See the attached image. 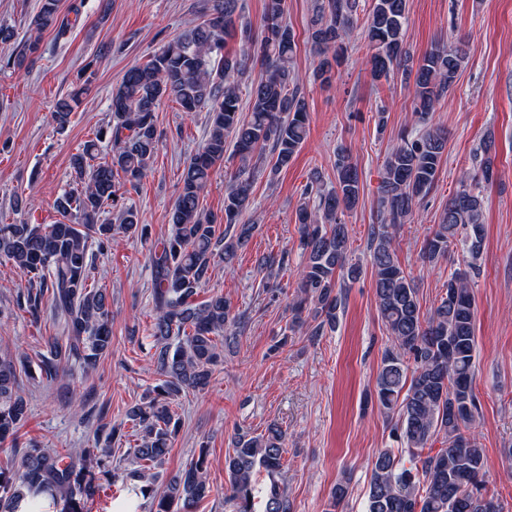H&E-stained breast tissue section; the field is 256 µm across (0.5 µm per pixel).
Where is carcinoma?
Instances as JSON below:
<instances>
[{"label": "carcinoma", "instance_id": "carcinoma-1", "mask_svg": "<svg viewBox=\"0 0 512 512\" xmlns=\"http://www.w3.org/2000/svg\"><path fill=\"white\" fill-rule=\"evenodd\" d=\"M61 0H40L28 24L26 38L0 24V45L12 51L0 57V69L29 70L37 60L42 34L51 30L63 39L71 22L61 17ZM239 0H209L203 19L186 28L149 60L124 74L112 89V121L98 131L97 142L112 144V157L97 160L96 142L71 158L80 188L56 202L60 218L51 224H0V259L28 276L17 295L19 309L40 318L43 302L61 327L49 354L41 355V377L57 378L65 368L61 356L77 362L82 374L96 367L112 347L111 312L106 293L89 284L92 262L89 239L104 247L119 235L147 236L137 212L120 204V190L136 188L161 142L156 112L165 98L184 112L205 110L210 130L202 150L182 170L179 195L169 213L170 236L151 254L154 266L156 314L150 327L154 365L163 377L146 405L127 412L135 444L127 449L143 469L161 462L179 432L180 418L172 403L182 394L205 388L219 349L234 343L225 334L241 324L221 294L197 301L208 279L211 262L224 259L229 267L247 246L253 224L239 218L251 205L253 155L275 174L287 167L309 132L307 107L294 70L297 41L284 20V0H269L260 44L245 42L239 52L224 53L232 35ZM358 0H315L308 42L318 58L314 78L331 80L343 54L344 36L357 21ZM407 0H372L365 30L371 69L376 78L402 72L413 79L412 108L424 126L404 134L387 154L379 185L381 224L372 227L370 264L378 316L392 344L383 355L376 396L394 421L393 436L412 465L405 466L392 449L381 450L371 467L365 512H503L485 492L484 450L471 429L478 415L472 384L475 377L476 299L473 278L483 254V202L479 186L493 177V142L483 144L477 172L464 175L448 197L439 224L426 237L423 263L434 267L452 245L462 249V266L448 273L445 293L430 310L422 311L413 277L401 266L395 246L396 227L412 215L433 186L447 146L446 134L425 125L429 113L453 85L462 61L459 47L431 46L417 65L405 47L403 28ZM261 65L262 75L250 91L249 114L240 111L235 77L248 65ZM87 85L56 104L52 119L60 128L69 122ZM240 166L224 193V217L204 211L201 194L215 167L226 155ZM319 199L317 211L297 213L303 261L299 269L301 296L290 328L315 323L311 335L336 326L348 284L360 279L363 266L352 261L348 224L342 219L359 201L360 179L348 153L336 158V186L325 192L318 181L308 185ZM116 222L98 223L104 208ZM225 224L216 234V225ZM29 374L27 359L0 352V445L11 443L0 464V512H39L34 497L50 500L55 512H87L104 487L121 478L112 466L110 443L126 438L120 427L99 426L102 448L69 449L32 444L16 446L17 432L27 418L20 390ZM443 447L433 450L434 442ZM285 436L276 424L258 435L239 430L232 452L225 455L233 512H257V470L270 478L262 512H291L286 488L278 480L283 466ZM151 499L150 512H192L212 496L206 454L200 453L165 488L149 485L132 493Z\"/></svg>", "mask_w": 512, "mask_h": 512}]
</instances>
